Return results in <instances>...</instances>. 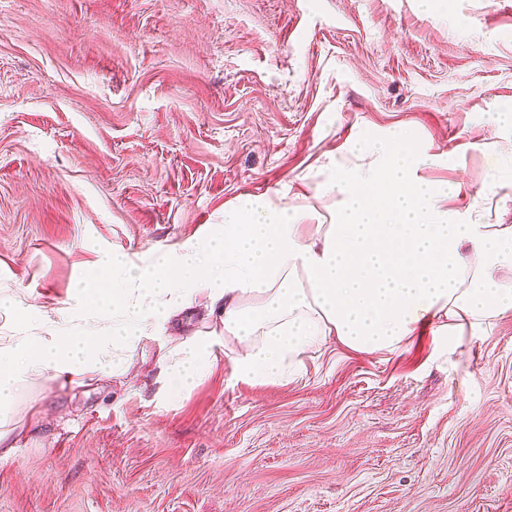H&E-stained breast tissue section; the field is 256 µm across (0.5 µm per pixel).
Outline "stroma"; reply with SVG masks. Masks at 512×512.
I'll return each instance as SVG.
<instances>
[{
	"mask_svg": "<svg viewBox=\"0 0 512 512\" xmlns=\"http://www.w3.org/2000/svg\"><path fill=\"white\" fill-rule=\"evenodd\" d=\"M512 0H0V345L21 315L286 195L353 144L403 132L440 209L512 224ZM204 305L143 337L124 375L36 379L0 458V512H512V315L448 348H312L288 377L236 374L216 344L180 401L162 356L223 336Z\"/></svg>",
	"mask_w": 512,
	"mask_h": 512,
	"instance_id": "obj_1",
	"label": "stroma"
}]
</instances>
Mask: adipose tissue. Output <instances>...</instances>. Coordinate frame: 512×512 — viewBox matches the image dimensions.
I'll use <instances>...</instances> for the list:
<instances>
[{
    "label": "adipose tissue",
    "instance_id": "adipose-tissue-1",
    "mask_svg": "<svg viewBox=\"0 0 512 512\" xmlns=\"http://www.w3.org/2000/svg\"><path fill=\"white\" fill-rule=\"evenodd\" d=\"M369 148L381 157L379 168L354 171L338 162L320 183L321 191L343 195L330 223H308V206L264 194L225 209L214 232L157 261L105 256L98 289L76 292V317L110 321L107 334H40L24 317V334L0 347V453L13 448L9 413L34 379L125 373L128 362H115L113 352L131 351L201 293L225 342L240 348L235 372L258 382L284 376L330 340L391 354L426 321L454 346L465 329L512 314V225L465 224L441 211L438 200L453 188L418 176L424 159L408 136ZM212 346L191 337L174 360L161 362L164 401L207 372Z\"/></svg>",
    "mask_w": 512,
    "mask_h": 512
}]
</instances>
